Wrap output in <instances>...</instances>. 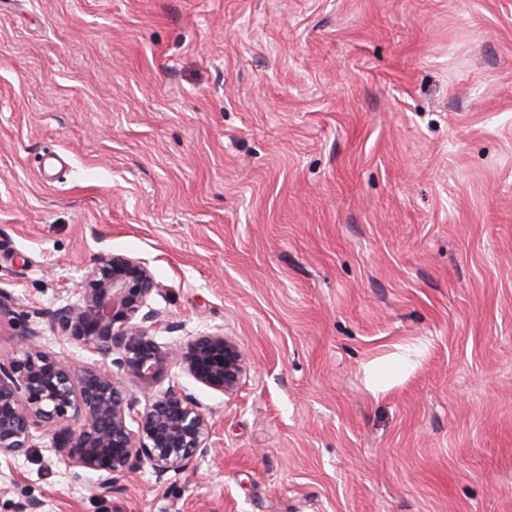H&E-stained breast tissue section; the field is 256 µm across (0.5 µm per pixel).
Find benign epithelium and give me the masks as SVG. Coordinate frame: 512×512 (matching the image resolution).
Segmentation results:
<instances>
[{
  "mask_svg": "<svg viewBox=\"0 0 512 512\" xmlns=\"http://www.w3.org/2000/svg\"><path fill=\"white\" fill-rule=\"evenodd\" d=\"M159 284L148 263L126 254L90 259L77 299L47 313L69 343L100 360L74 366L46 350L39 332L21 335V350L0 357V459L29 455L36 432L54 427L51 452L69 467L98 475L108 496L149 468L161 480L186 472L208 451L211 425L196 398L175 381L179 370L231 394L245 371L239 344L201 334L186 345L151 334Z\"/></svg>",
  "mask_w": 512,
  "mask_h": 512,
  "instance_id": "7a95c632",
  "label": "benign epithelium"
}]
</instances>
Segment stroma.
I'll list each match as a JSON object with an SVG mask.
<instances>
[{
  "instance_id": "obj_1",
  "label": "stroma",
  "mask_w": 512,
  "mask_h": 512,
  "mask_svg": "<svg viewBox=\"0 0 512 512\" xmlns=\"http://www.w3.org/2000/svg\"><path fill=\"white\" fill-rule=\"evenodd\" d=\"M100 252L246 371L177 375L179 477L104 497L46 434L0 512H512V0H0V357L95 362L37 313ZM414 359L410 349L403 354L378 360L366 367V381L372 390L382 391L392 387L412 368Z\"/></svg>"
}]
</instances>
